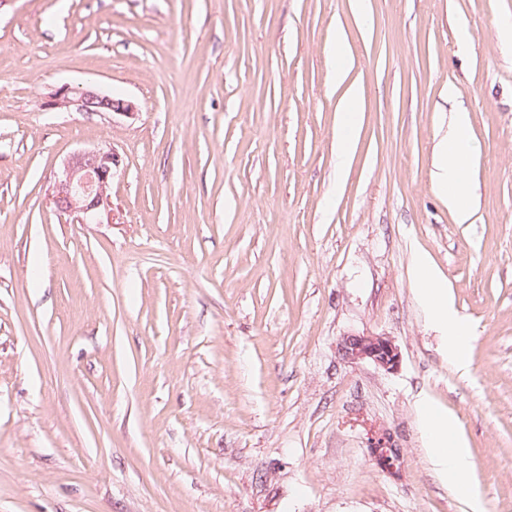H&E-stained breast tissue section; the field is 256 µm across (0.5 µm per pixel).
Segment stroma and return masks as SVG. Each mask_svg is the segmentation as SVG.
<instances>
[{"instance_id":"stroma-1","label":"stroma","mask_w":512,"mask_h":512,"mask_svg":"<svg viewBox=\"0 0 512 512\" xmlns=\"http://www.w3.org/2000/svg\"><path fill=\"white\" fill-rule=\"evenodd\" d=\"M369 10L0 0V512H512V0ZM340 30L361 97L341 174ZM64 84L137 113L44 109ZM452 86L469 224L433 179ZM109 147L111 223L55 213L63 160ZM362 333L399 368L341 360ZM422 401L478 503L434 467ZM416 268L420 300L429 311L432 321L447 329L448 355L463 365L466 330L448 309V293L439 277L422 261H417Z\"/></svg>"}]
</instances>
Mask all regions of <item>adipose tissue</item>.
Here are the masks:
<instances>
[{"instance_id":"obj_1","label":"adipose tissue","mask_w":512,"mask_h":512,"mask_svg":"<svg viewBox=\"0 0 512 512\" xmlns=\"http://www.w3.org/2000/svg\"><path fill=\"white\" fill-rule=\"evenodd\" d=\"M469 115L457 109L448 124V134L439 142L438 170L435 174L448 200V208L456 223H470L473 200L465 179L471 155ZM418 293L432 321L448 331V354L457 363H464L466 330L448 308V294L434 271L424 262H417ZM420 426L427 438L431 458L439 469L465 473L472 466L468 448L462 441H449L448 418H440L428 409H421Z\"/></svg>"}]
</instances>
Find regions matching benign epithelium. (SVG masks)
<instances>
[{
    "label": "benign epithelium",
    "instance_id": "1",
    "mask_svg": "<svg viewBox=\"0 0 512 512\" xmlns=\"http://www.w3.org/2000/svg\"><path fill=\"white\" fill-rule=\"evenodd\" d=\"M47 109L88 114H109L130 118L135 105L128 100H115L89 87L74 93L66 85L59 87L43 102ZM120 157L113 149L93 148L70 154L57 173L50 202L60 215H72L80 224H101L111 217L109 190ZM337 352L345 362L370 361L388 371L396 370L401 353L387 336L349 334L337 344Z\"/></svg>",
    "mask_w": 512,
    "mask_h": 512
}]
</instances>
